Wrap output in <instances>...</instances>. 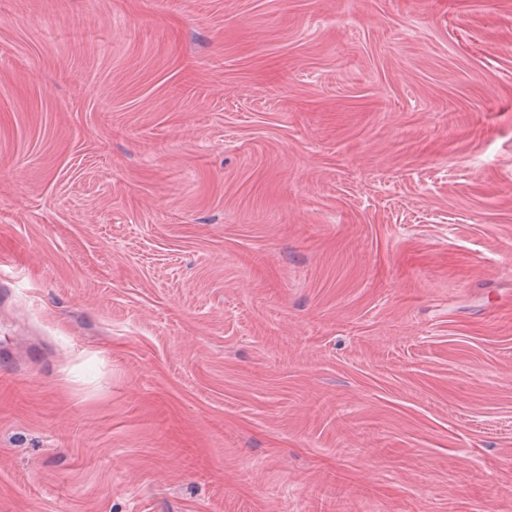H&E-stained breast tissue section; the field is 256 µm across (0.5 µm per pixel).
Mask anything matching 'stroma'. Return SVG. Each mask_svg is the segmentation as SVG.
<instances>
[{
	"label": "stroma",
	"mask_w": 512,
	"mask_h": 512,
	"mask_svg": "<svg viewBox=\"0 0 512 512\" xmlns=\"http://www.w3.org/2000/svg\"><path fill=\"white\" fill-rule=\"evenodd\" d=\"M0 512H512V0H0Z\"/></svg>",
	"instance_id": "stroma-1"
}]
</instances>
